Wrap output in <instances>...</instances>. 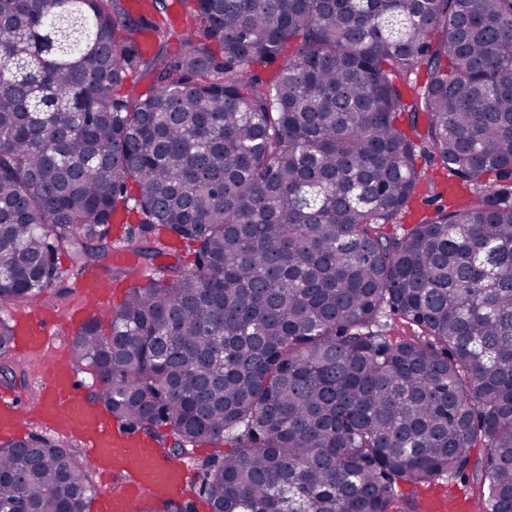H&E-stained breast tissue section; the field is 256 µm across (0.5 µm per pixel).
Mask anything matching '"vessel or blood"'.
Instances as JSON below:
<instances>
[{
	"instance_id": "vessel-or-blood-1",
	"label": "vessel or blood",
	"mask_w": 512,
	"mask_h": 512,
	"mask_svg": "<svg viewBox=\"0 0 512 512\" xmlns=\"http://www.w3.org/2000/svg\"><path fill=\"white\" fill-rule=\"evenodd\" d=\"M78 288L94 300L97 309H105L112 301L111 286L93 273H84ZM14 330L17 352L28 354L43 349L51 327L43 316L26 312L18 318ZM33 416L52 430L79 437L95 473L106 478L126 477L123 491L105 499V512H134L147 499L172 498L186 481V467L160 462L148 439L113 427L111 420L85 398L65 358H58L43 377L41 396L33 411H26L12 391L0 390L1 437L18 438Z\"/></svg>"
}]
</instances>
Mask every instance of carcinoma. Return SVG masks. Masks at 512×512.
Here are the masks:
<instances>
[{"mask_svg": "<svg viewBox=\"0 0 512 512\" xmlns=\"http://www.w3.org/2000/svg\"><path fill=\"white\" fill-rule=\"evenodd\" d=\"M142 2L0 0V306L93 268L122 209L112 251L194 259L115 268L72 359L174 458L224 447L211 512H415L474 475L512 512V0H179L178 32ZM421 159L474 195L390 233L442 197ZM88 472L1 445L0 512H85ZM446 202H448L446 198L443 199V202H440L438 199H434L432 194L421 195L418 201L412 204V209L405 215L400 224H403L404 226H407L408 224H417L422 216L433 215L439 205Z\"/></svg>", "mask_w": 512, "mask_h": 512, "instance_id": "cac0c4a2", "label": "carcinoma"}]
</instances>
